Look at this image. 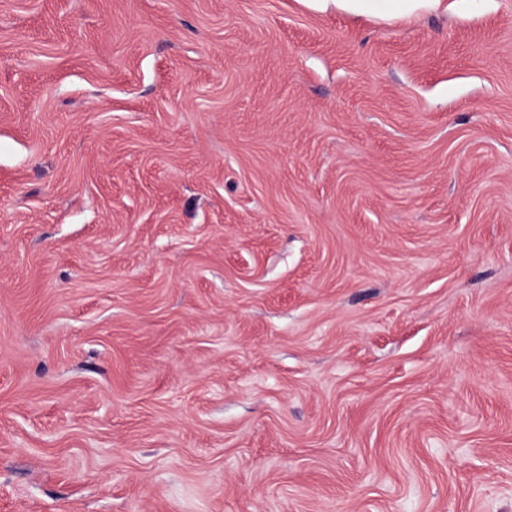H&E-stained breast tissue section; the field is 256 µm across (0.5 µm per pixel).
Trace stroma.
Masks as SVG:
<instances>
[{
	"label": "stroma",
	"mask_w": 512,
	"mask_h": 512,
	"mask_svg": "<svg viewBox=\"0 0 512 512\" xmlns=\"http://www.w3.org/2000/svg\"><path fill=\"white\" fill-rule=\"evenodd\" d=\"M0 512H512V0H0ZM375 1H384L395 9H405L433 6L441 0H336V7L354 11H365L366 9H371Z\"/></svg>",
	"instance_id": "1"
}]
</instances>
